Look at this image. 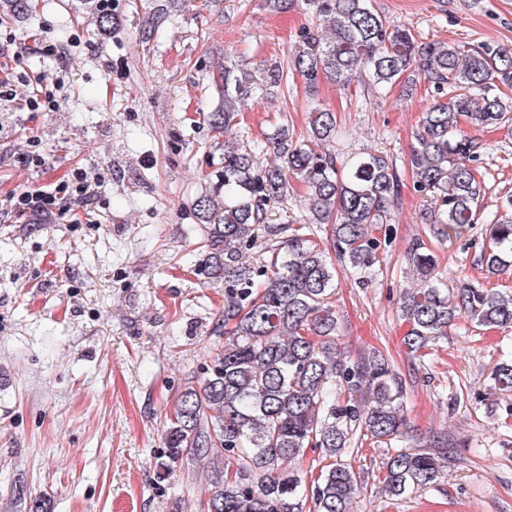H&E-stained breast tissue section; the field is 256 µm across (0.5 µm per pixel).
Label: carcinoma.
<instances>
[{"mask_svg":"<svg viewBox=\"0 0 512 512\" xmlns=\"http://www.w3.org/2000/svg\"><path fill=\"white\" fill-rule=\"evenodd\" d=\"M181 0H160L148 18L154 30ZM101 31L117 23L108 0H81ZM318 24L304 28L291 60L308 89L322 80L347 89L359 84L368 100L400 82H427L433 103L422 113L410 151L419 192L434 194L426 217L433 237L450 245L483 239L479 262L486 278L512 267V195L482 219L484 176L475 165L473 130L509 120L512 48L418 41L404 25L380 15L371 0H304ZM270 86L241 73L225 59L214 81L222 107L207 115L216 136L236 124L238 103L263 99ZM311 134L296 135L277 123L250 148L224 141V152L193 202L205 228L197 251L200 274L224 280V310L203 376L188 379L165 423L163 470L190 460L210 472L203 503L208 512H351L360 476L343 460L351 441L388 443L402 434L406 418L402 382L388 356L372 347L352 357L337 340L340 319L333 295L339 262L369 286L379 253L393 228L398 174L382 153L340 161L324 150L336 139L337 115L316 104ZM271 149L275 162L258 165ZM302 184L311 217L299 227L266 223L270 203L288 196L290 180ZM328 224L325 247L305 232ZM263 229L270 258L258 265L244 251ZM420 281L405 288L399 311L409 329L404 344L423 355L448 327L465 318L477 326L512 328V293H497L464 277L455 287L437 278L438 260L424 241L409 251ZM494 388L512 391V359L490 373ZM318 451L315 478L303 483L294 465L307 449ZM448 458L436 436L428 448H396L384 462L383 490L403 497L433 486Z\"/></svg>","mask_w":512,"mask_h":512,"instance_id":"cac0c4a2","label":"carcinoma"}]
</instances>
